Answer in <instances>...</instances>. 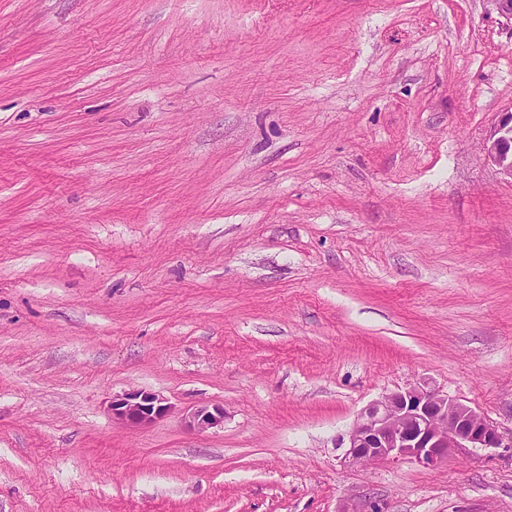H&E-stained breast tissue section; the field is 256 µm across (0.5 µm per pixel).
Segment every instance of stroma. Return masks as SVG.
<instances>
[{
  "label": "stroma",
  "mask_w": 512,
  "mask_h": 512,
  "mask_svg": "<svg viewBox=\"0 0 512 512\" xmlns=\"http://www.w3.org/2000/svg\"><path fill=\"white\" fill-rule=\"evenodd\" d=\"M511 108L484 0H0V512H512V447L340 446L422 383L512 436ZM483 150L488 162L512 182V108L498 113L484 139ZM172 405L157 394L132 391L113 397L112 419L131 425H147L171 413ZM185 419L190 427L206 430L224 422V408L215 407L210 410L207 406H200L188 412Z\"/></svg>",
  "instance_id": "35a3bbf8"
}]
</instances>
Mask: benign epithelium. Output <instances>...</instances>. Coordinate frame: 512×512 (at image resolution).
I'll use <instances>...</instances> for the list:
<instances>
[{
    "mask_svg": "<svg viewBox=\"0 0 512 512\" xmlns=\"http://www.w3.org/2000/svg\"><path fill=\"white\" fill-rule=\"evenodd\" d=\"M489 10L512 26V0H484ZM488 162L512 181V110L498 113L484 139ZM112 420L147 425L171 413L172 405L157 394L132 391L112 398ZM187 423L206 430L224 422V409L200 406L187 413ZM497 425L470 407L435 389L411 387L370 403L348 434L344 461L350 465L378 459H409L426 468L447 461L455 449L499 448Z\"/></svg>",
    "mask_w": 512,
    "mask_h": 512,
    "instance_id": "1",
    "label": "benign epithelium"
}]
</instances>
